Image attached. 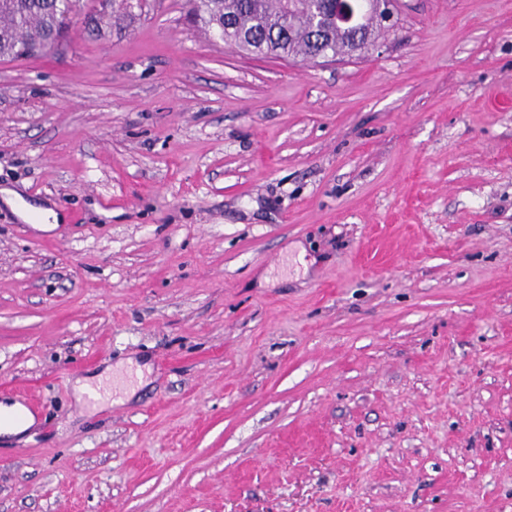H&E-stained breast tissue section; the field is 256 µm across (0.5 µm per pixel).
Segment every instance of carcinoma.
<instances>
[{"mask_svg":"<svg viewBox=\"0 0 512 512\" xmlns=\"http://www.w3.org/2000/svg\"><path fill=\"white\" fill-rule=\"evenodd\" d=\"M196 22L213 36L224 39V17L231 15L237 28L257 39L240 50L250 54L307 60L317 49L326 57L351 55L346 34L332 31L322 46L311 17L315 0H187ZM73 0H0V59L26 60L46 50L35 41L62 35L69 27Z\"/></svg>","mask_w":512,"mask_h":512,"instance_id":"carcinoma-1","label":"carcinoma"}]
</instances>
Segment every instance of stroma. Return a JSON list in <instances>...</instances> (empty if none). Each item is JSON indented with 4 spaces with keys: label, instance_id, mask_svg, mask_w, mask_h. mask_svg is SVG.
<instances>
[{
    "label": "stroma",
    "instance_id": "1",
    "mask_svg": "<svg viewBox=\"0 0 512 512\" xmlns=\"http://www.w3.org/2000/svg\"><path fill=\"white\" fill-rule=\"evenodd\" d=\"M396 8L311 64L76 0L0 61L63 217L0 203V512H512V0ZM15 416L17 420L6 425L0 423V435L19 437L28 431L35 423L34 416L21 402L0 403V418Z\"/></svg>",
    "mask_w": 512,
    "mask_h": 512
}]
</instances>
